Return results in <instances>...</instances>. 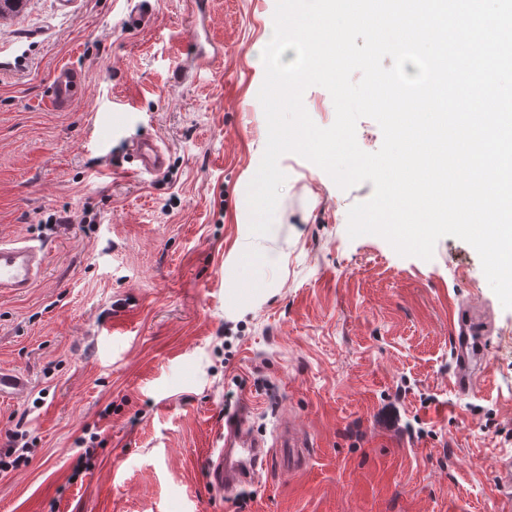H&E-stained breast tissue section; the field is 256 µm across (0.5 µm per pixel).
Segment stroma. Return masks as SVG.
I'll use <instances>...</instances> for the list:
<instances>
[{"instance_id": "35a3bbf8", "label": "stroma", "mask_w": 512, "mask_h": 512, "mask_svg": "<svg viewBox=\"0 0 512 512\" xmlns=\"http://www.w3.org/2000/svg\"><path fill=\"white\" fill-rule=\"evenodd\" d=\"M127 0H26L0 19V237L46 247L29 292L0 296V367L29 380L0 397V453L16 426L28 461L0 472V512H499L512 458V309L467 242L431 260L382 237L349 238L371 182L341 190L287 153L274 221L281 263L234 303L247 187L266 146L254 60L276 0H154L126 29ZM86 94L47 104L53 70ZM168 151L142 174L131 145ZM96 215L82 223L84 210ZM57 213L71 223L50 224ZM485 330L487 368L454 385L452 315ZM250 407L274 440L310 439L301 468L280 448L217 497L203 459L227 409ZM96 435L87 467L77 440ZM499 466V489H496L497 498L500 503L501 512H510L512 510V459H501Z\"/></svg>"}]
</instances>
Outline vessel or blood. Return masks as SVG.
I'll return each mask as SVG.
<instances>
[{"instance_id":"1","label":"vessel or blood","mask_w":512,"mask_h":512,"mask_svg":"<svg viewBox=\"0 0 512 512\" xmlns=\"http://www.w3.org/2000/svg\"><path fill=\"white\" fill-rule=\"evenodd\" d=\"M152 13L151 0H129L124 18L127 28L145 26ZM86 92L80 71L61 65L55 68L49 83L50 103L59 110L68 109ZM132 153L143 172L160 174L166 165V153L150 139L133 143ZM44 268V249L25 239H0V295L26 293L39 280ZM458 331L453 338L452 360L455 365V384L461 390H472L476 377L486 368L483 331L476 323L458 319ZM304 429L281 425L275 444H268L251 420L243 414L224 417V446L207 457L206 472L210 484L225 492L237 485L255 480L260 471L272 463V447L299 450L307 447ZM497 498L500 512H512V459L500 460Z\"/></svg>"}]
</instances>
